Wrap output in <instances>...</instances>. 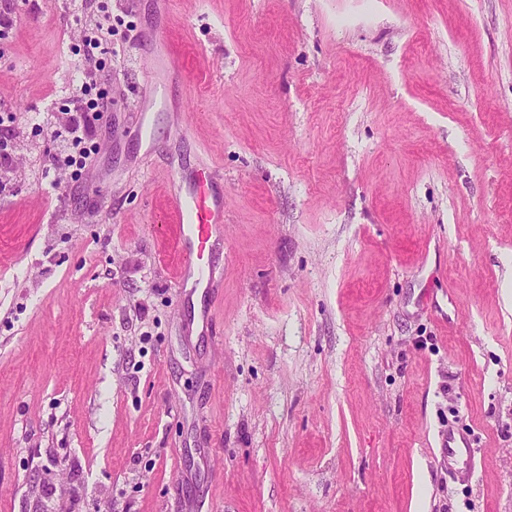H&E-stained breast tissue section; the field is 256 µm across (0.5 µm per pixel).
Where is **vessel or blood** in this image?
<instances>
[{
  "label": "vessel or blood",
  "instance_id": "vessel-or-blood-1",
  "mask_svg": "<svg viewBox=\"0 0 512 512\" xmlns=\"http://www.w3.org/2000/svg\"><path fill=\"white\" fill-rule=\"evenodd\" d=\"M213 174L198 172L184 192L173 198L180 253L179 291L211 278V263L224 247V202L211 192Z\"/></svg>",
  "mask_w": 512,
  "mask_h": 512
}]
</instances>
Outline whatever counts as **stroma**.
I'll return each mask as SVG.
<instances>
[{
	"instance_id": "35a3bbf8",
	"label": "stroma",
	"mask_w": 512,
	"mask_h": 512,
	"mask_svg": "<svg viewBox=\"0 0 512 512\" xmlns=\"http://www.w3.org/2000/svg\"><path fill=\"white\" fill-rule=\"evenodd\" d=\"M60 3L0 41V512H512V0H109L100 152L54 190ZM159 29L187 76L144 111ZM203 162L196 301L170 198ZM204 168L184 192L172 197L180 253L177 288L181 293L204 281L208 288L211 265L224 253V201L212 194L213 173Z\"/></svg>"
}]
</instances>
